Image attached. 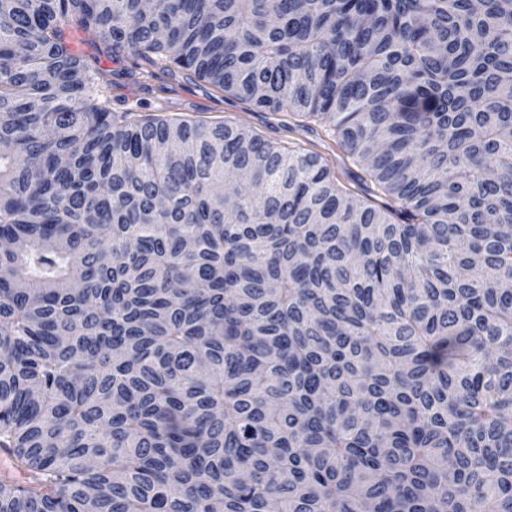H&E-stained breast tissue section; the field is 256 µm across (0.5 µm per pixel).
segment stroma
Wrapping results in <instances>:
<instances>
[{
	"mask_svg": "<svg viewBox=\"0 0 512 512\" xmlns=\"http://www.w3.org/2000/svg\"><path fill=\"white\" fill-rule=\"evenodd\" d=\"M74 46L85 55H95V65L103 75V87L111 108L116 112L135 111L143 115L220 120L232 117L265 138L289 146L295 143L325 151L328 137L320 126L311 129L288 128L280 114L253 111L236 98L217 91L209 83L191 79H172L162 66H153V78L138 84L128 78L138 59L129 53L95 52L84 33H75Z\"/></svg>",
	"mask_w": 512,
	"mask_h": 512,
	"instance_id": "stroma-1",
	"label": "stroma"
}]
</instances>
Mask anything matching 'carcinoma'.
Listing matches in <instances>:
<instances>
[{
	"mask_svg": "<svg viewBox=\"0 0 512 512\" xmlns=\"http://www.w3.org/2000/svg\"><path fill=\"white\" fill-rule=\"evenodd\" d=\"M0 238V512H512V0H0ZM76 50L83 55H96L95 69L103 73V92L111 103L112 111H135L142 115H160L180 118H204L207 120H224L230 116L245 126L261 133L265 138L293 146H303L326 154L331 151L326 147L329 143L338 153L336 176L345 181L354 174H361L357 163L336 149L328 140L326 131L314 123L311 129L293 126V130L283 125L282 115L275 112L248 110V106L236 98L218 92L209 83L192 76L191 79L180 77L174 80L159 65H149L123 53H98L87 41V36L76 32L74 37ZM135 66L145 67L154 73V77L145 84H137L127 77L126 72L135 70Z\"/></svg>",
	"mask_w": 512,
	"mask_h": 512,
	"instance_id": "obj_1",
	"label": "carcinoma"
}]
</instances>
